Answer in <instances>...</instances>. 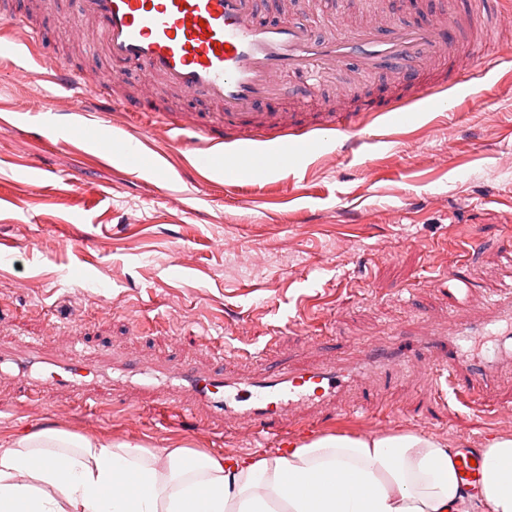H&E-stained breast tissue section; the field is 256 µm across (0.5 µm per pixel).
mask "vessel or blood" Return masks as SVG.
I'll return each instance as SVG.
<instances>
[{"label":"vessel or blood","instance_id":"b4317fda","mask_svg":"<svg viewBox=\"0 0 512 512\" xmlns=\"http://www.w3.org/2000/svg\"><path fill=\"white\" fill-rule=\"evenodd\" d=\"M16 2L0 0L1 62L14 63L23 51L33 50L35 61L55 87L111 90L116 109L126 106L114 94L123 69L143 66L147 80L209 106L205 112H173L159 106L155 115L164 127L167 147L189 149L187 167L197 175L216 156H225L235 169V181L246 186L263 180L266 171H284L289 157L321 153L315 131L353 137L362 128L359 115L341 108L312 119L303 112L263 111V104L281 97L278 75L307 74L315 68L325 72L352 60L359 71L386 73L405 84L412 100L431 102L435 94L431 80L423 76L425 69L446 59L460 77L479 82L481 73L467 69L466 63L483 57L485 43L471 45L465 57L457 55L458 45L473 28H484L492 37L505 21H512V10L502 11L501 0H468L467 10L452 4L421 25L396 19L317 35L302 22L263 21L257 0H79L69 25L90 52L107 63L105 69L87 76L59 64L57 51L36 49L40 33L25 31ZM374 110L391 131L411 129L418 121L417 113L400 101L375 104ZM233 129L240 133L238 148L228 155L224 133ZM147 145L142 138L119 137L105 141L103 148L105 154L126 156L142 152ZM448 326L447 348H440L430 336L412 343L397 340L367 349L363 362L349 369L330 362L296 371L273 367L258 376L238 377L220 367L202 370L190 362L149 367L116 357L99 364L78 353L58 359L38 345L0 349V365L16 366V377L25 382L28 397H37L42 386L57 385L70 389L83 404L92 392L115 383L150 393L161 382L168 393L154 411L164 424L179 423L187 411L203 406L212 422H231L251 431L258 442L271 439L283 445L288 441L284 423L296 410H316V424L330 423L345 389L372 376L405 373L416 361L431 376L449 370L458 392L476 399V385L492 384L500 366L512 360V349L501 348L490 357L463 355L456 342L495 330L511 335L512 300H498L481 318L451 315ZM454 461L462 488L478 494L485 477L479 449L459 448Z\"/></svg>","mask_w":512,"mask_h":512}]
</instances>
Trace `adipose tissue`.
Here are the masks:
<instances>
[{"label": "adipose tissue", "mask_w": 512, "mask_h": 512, "mask_svg": "<svg viewBox=\"0 0 512 512\" xmlns=\"http://www.w3.org/2000/svg\"><path fill=\"white\" fill-rule=\"evenodd\" d=\"M453 456L416 433L224 457L47 427L0 442V512H512V436L488 438L478 499Z\"/></svg>", "instance_id": "obj_1"}]
</instances>
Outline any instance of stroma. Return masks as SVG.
Wrapping results in <instances>:
<instances>
[{
  "instance_id": "1",
  "label": "stroma",
  "mask_w": 512,
  "mask_h": 512,
  "mask_svg": "<svg viewBox=\"0 0 512 512\" xmlns=\"http://www.w3.org/2000/svg\"><path fill=\"white\" fill-rule=\"evenodd\" d=\"M378 15L432 18L437 0H262L264 18L299 20L316 32L326 21ZM19 9L72 68L103 67L73 48L66 24L75 0H20ZM281 112H320L331 104L367 111L401 95L391 78L358 73L308 81L280 78ZM122 86L139 111L113 110L105 121L75 124L74 111L103 108L90 94H55L38 64L16 76L0 63V238L14 242L0 265V340L36 341L65 354L110 350L130 358L207 368L223 361L233 374L275 364L294 368L357 356L396 338L407 321L447 320L453 301L436 288L454 273L472 283L465 310L484 314L512 287V69L480 86L473 106L454 85L451 111L425 113L414 128L387 137L371 121L355 144L336 141L329 154L300 170L240 188L220 171L189 182L179 153L155 150L137 160H93L101 136L144 133L146 106L162 100L174 112H201L199 101L146 89L128 67ZM49 100L70 140L33 117ZM164 167L166 180L155 179ZM59 332L46 331L47 323ZM223 355H215L214 341ZM273 350H266V343ZM477 403L458 400L430 378L374 390L369 410L343 407L318 434L364 437L413 432L449 447H484L511 435L512 364L481 388ZM133 390L98 407L81 406L68 390L48 386L27 401L22 385L0 376V441L14 433L57 427L149 448L182 446L211 454H250L232 427L190 420L164 426L136 403Z\"/></svg>"
}]
</instances>
